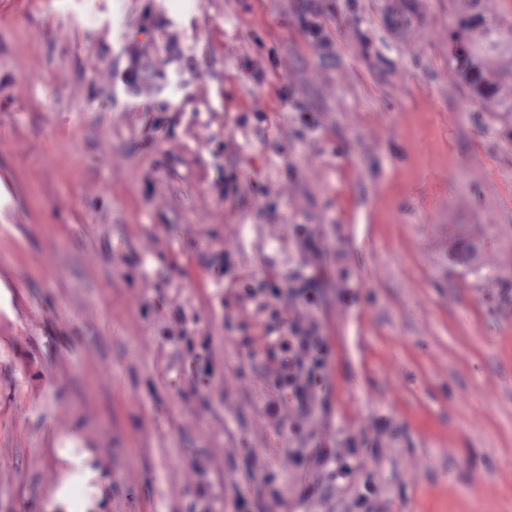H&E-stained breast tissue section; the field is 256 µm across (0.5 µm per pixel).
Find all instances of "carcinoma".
I'll use <instances>...</instances> for the list:
<instances>
[{
	"label": "carcinoma",
	"instance_id": "1",
	"mask_svg": "<svg viewBox=\"0 0 512 512\" xmlns=\"http://www.w3.org/2000/svg\"><path fill=\"white\" fill-rule=\"evenodd\" d=\"M451 39L468 44V52L451 55V63L457 74L477 98H486L499 92L498 86L485 77L482 55L501 42L498 25L486 22L481 15L474 14L460 21Z\"/></svg>",
	"mask_w": 512,
	"mask_h": 512
}]
</instances>
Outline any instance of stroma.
I'll list each match as a JSON object with an SVG mask.
<instances>
[{"mask_svg":"<svg viewBox=\"0 0 512 512\" xmlns=\"http://www.w3.org/2000/svg\"><path fill=\"white\" fill-rule=\"evenodd\" d=\"M471 14L512 28L0 0V512H512V110L448 64ZM295 336H288V352L292 353L293 360L288 364V388L300 397L303 393L302 381V368L307 359L316 358L315 355L321 351V347L308 339H301L294 342Z\"/></svg>","mask_w":512,"mask_h":512,"instance_id":"1","label":"stroma"}]
</instances>
